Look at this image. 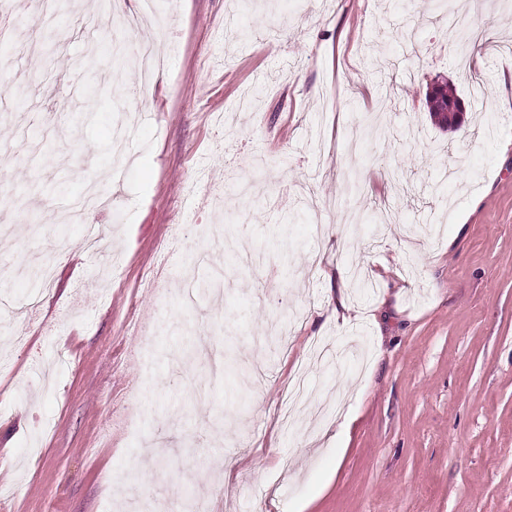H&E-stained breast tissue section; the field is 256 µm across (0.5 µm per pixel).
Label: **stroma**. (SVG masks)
Here are the masks:
<instances>
[{
    "mask_svg": "<svg viewBox=\"0 0 512 512\" xmlns=\"http://www.w3.org/2000/svg\"><path fill=\"white\" fill-rule=\"evenodd\" d=\"M423 2L13 11L44 48L0 69V512H512V0ZM442 101L438 105L429 106L428 103V109L429 112H433V115L436 117H440V122L443 126L451 127V125L448 122V118L445 115L446 109L448 106V116L450 117L451 122L453 123L454 127L458 128L462 125L464 121V106L459 102H453L451 104H448V101L458 100L459 98L457 95L452 91V89H448V85H444L442 88Z\"/></svg>",
    "mask_w": 512,
    "mask_h": 512,
    "instance_id": "1",
    "label": "stroma"
}]
</instances>
